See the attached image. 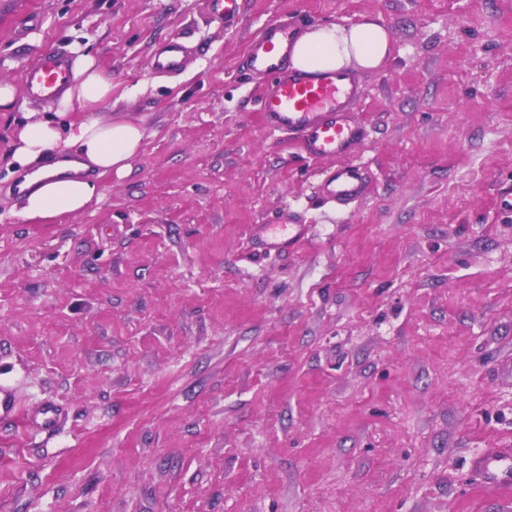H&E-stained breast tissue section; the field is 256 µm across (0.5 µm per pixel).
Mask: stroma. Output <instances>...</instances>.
Here are the masks:
<instances>
[{"label":"stroma","instance_id":"35a3bbf8","mask_svg":"<svg viewBox=\"0 0 512 512\" xmlns=\"http://www.w3.org/2000/svg\"><path fill=\"white\" fill-rule=\"evenodd\" d=\"M372 18L357 71L366 194L268 132L241 67L274 19ZM179 39L185 70L161 75ZM92 57L94 110L143 132L83 211L19 217L28 62ZM0 391L51 401L54 438L0 416V512H512L475 472L512 448V0H0ZM304 224L262 253L257 224ZM189 51L180 41L170 40L162 43L154 54L153 68L159 73H176L183 69ZM367 181V173L361 167L341 163L327 172L320 193L337 205L347 206L363 197Z\"/></svg>","mask_w":512,"mask_h":512}]
</instances>
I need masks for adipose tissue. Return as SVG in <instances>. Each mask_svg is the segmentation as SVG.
Returning <instances> with one entry per match:
<instances>
[{"instance_id": "ef3b65f1", "label": "adipose tissue", "mask_w": 512, "mask_h": 512, "mask_svg": "<svg viewBox=\"0 0 512 512\" xmlns=\"http://www.w3.org/2000/svg\"><path fill=\"white\" fill-rule=\"evenodd\" d=\"M391 51L388 31L377 22L323 25L298 36L291 65L305 72L371 70L379 68ZM76 78L60 102L62 111L93 109L112 91L111 81L91 65H84ZM141 141L139 126L130 122L89 118L65 130L46 117L25 122L12 153L18 166L33 170L32 186L22 199V216L48 220L83 210L98 193L97 184L85 177V170L124 173ZM52 155L57 156V163L47 164Z\"/></svg>"}]
</instances>
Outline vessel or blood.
Here are the masks:
<instances>
[{
	"label": "vessel or blood",
	"mask_w": 512,
	"mask_h": 512,
	"mask_svg": "<svg viewBox=\"0 0 512 512\" xmlns=\"http://www.w3.org/2000/svg\"><path fill=\"white\" fill-rule=\"evenodd\" d=\"M298 28L294 22L275 20L266 23L248 43L244 57L246 70L265 79L261 96V113L267 130L288 135L308 157L332 158L337 162L320 185L326 199L346 206L361 199L368 176L361 167L349 164L357 147L368 135L367 126L357 112L363 91L350 72L324 70L310 74L290 64ZM189 51L180 41L162 43L154 54L153 68L159 73H176L183 69ZM72 58L64 51L41 55L26 67L23 82L28 99L50 104L67 91ZM261 240L264 253L276 254L302 239L298 224H268ZM0 411L20 414L25 425L40 433L55 436L63 412L46 403L29 411L19 410L15 403L0 401ZM493 486L512 487V464L506 457L488 454L480 462Z\"/></svg>",
	"instance_id": "obj_1"
}]
</instances>
